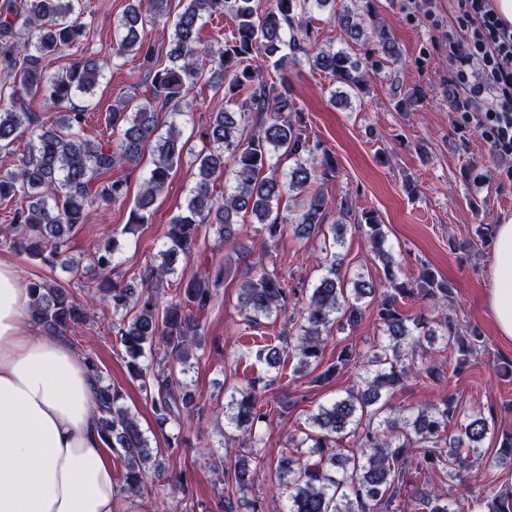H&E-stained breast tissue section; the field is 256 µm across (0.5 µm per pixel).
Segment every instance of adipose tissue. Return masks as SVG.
Returning a JSON list of instances; mask_svg holds the SVG:
<instances>
[{
	"label": "adipose tissue",
	"mask_w": 512,
	"mask_h": 512,
	"mask_svg": "<svg viewBox=\"0 0 512 512\" xmlns=\"http://www.w3.org/2000/svg\"><path fill=\"white\" fill-rule=\"evenodd\" d=\"M490 278L486 306L512 341V219L495 229ZM30 301L0 261V512H114L95 380L67 339L35 328Z\"/></svg>",
	"instance_id": "obj_1"
}]
</instances>
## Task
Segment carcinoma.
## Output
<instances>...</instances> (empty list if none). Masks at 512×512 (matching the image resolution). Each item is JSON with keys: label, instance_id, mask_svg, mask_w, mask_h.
Instances as JSON below:
<instances>
[{"label": "carcinoma", "instance_id": "cac0c4a2", "mask_svg": "<svg viewBox=\"0 0 512 512\" xmlns=\"http://www.w3.org/2000/svg\"><path fill=\"white\" fill-rule=\"evenodd\" d=\"M81 0H0V67L9 83L0 87V149L12 150L23 133L29 134L20 164L0 170V200L19 198L24 205L14 211L12 223L3 233L4 244L38 258L53 267L75 271L68 258L67 241L90 220L100 204L116 203L127 196L125 180L103 181L101 177L124 164L139 165L145 154L152 155L140 193L129 211L128 224L151 221L158 195L185 154L193 156L195 181L185 208L174 215L164 234L161 262L145 266L135 287L109 277L114 247L106 243L95 253L101 271L107 274L95 288V296L81 302L57 281L28 285L30 317L47 336H65L85 324L89 311L102 301L112 306L116 335L127 357L130 374L149 392L159 426L178 420L196 406V394L171 375L147 373L140 360L146 352H160L175 364L185 365L199 346L196 314L212 299L209 276L195 275L181 283L176 294L160 307L152 291L174 274L180 254L191 251L201 225L215 227L220 241L233 239L240 231L241 218L250 216L260 231L273 240L284 224H295L297 234L309 238L322 232L326 209L322 192H310L317 179L332 172L328 154L317 155L301 125L290 118L296 111L285 84L268 82L263 72L283 70L290 61L304 57L308 64L343 87L334 99L347 107L365 88L361 62L344 49H323L309 43L311 35L303 18L311 5L323 9L335 0H274L261 11L255 0H184L182 11L170 20V0H128V6L113 27L112 57L127 55L142 60L144 75L138 83L141 102L133 111L112 108V128L118 138L91 140L83 137L86 114L94 89L111 66L106 58L72 62L58 73H49L43 60L86 37L87 27L72 18ZM224 15L233 23L224 37V48L215 51L200 40L199 33L212 16ZM330 15L344 35L359 41L365 35V18L345 6ZM171 24L169 64L155 61V46L140 28L146 21ZM378 52L396 62L399 52L391 36L376 34ZM224 88V110L214 113L199 133V148L188 146L176 118L186 115L182 99L202 78ZM40 96L62 109L55 120L43 121L27 111L25 101ZM171 115L169 124L159 114ZM271 114V121L252 128L250 114ZM293 161L278 173L282 160ZM232 167L234 185L224 198L213 195V183ZM296 193L295 216L280 213L283 196ZM365 228L376 258L384 266L391 290L376 296L375 285L359 273L343 269L340 254H330L324 273L303 302L296 344L289 347L264 345L258 359L273 369L294 351L301 373L321 365L327 337L333 326L353 325L362 316L369 298L376 302V319L385 340L376 344L372 355L361 358L346 345L336 362L319 373L328 381L339 369L359 363L360 385L309 415L304 437L288 439L280 452L277 472L288 487V512H459L448 493L434 488L420 492L415 503L396 505L397 491L408 470L422 474L437 464L448 468L451 481L460 480L473 462L486 454L484 443L495 434L493 408L469 415L457 412L454 399L444 397L408 414L391 415L387 396L405 386L412 375L405 363L403 347L422 337L459 355L457 364L468 360L480 346V336H462L450 317L434 319L421 311L405 310L406 301L419 292L442 309L450 289L427 266L416 283L400 281L394 272L391 253L385 249L386 235L375 216L342 212L340 223L331 227L332 244L343 243L347 220ZM292 289L272 264L261 267L239 288V307L249 327L260 319L279 316L288 309ZM97 387L95 403L106 447L119 453L125 463L124 490L143 497L147 485L144 472L149 461L161 454L150 447L137 419L119 404L121 394L103 383L92 355L85 356ZM254 384L236 388L225 404L226 424L250 437L257 424L269 417ZM353 443L350 455L341 453L344 442ZM253 469L238 463L225 481L244 488ZM479 512H512V488L501 489L476 499Z\"/></svg>", "mask_w": 512, "mask_h": 512}]
</instances>
